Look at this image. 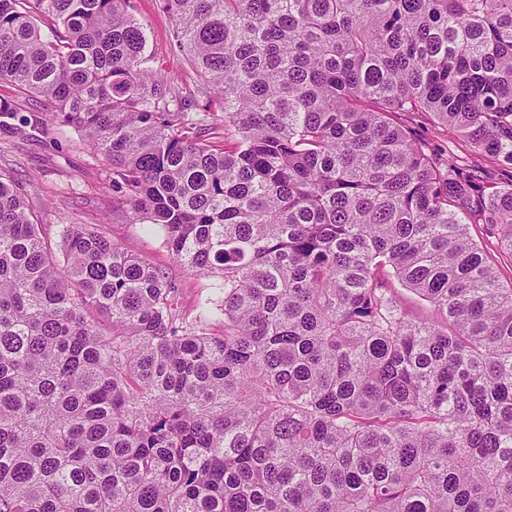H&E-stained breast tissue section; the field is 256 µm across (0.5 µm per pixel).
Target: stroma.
Instances as JSON below:
<instances>
[{"label":"stroma","mask_w":512,"mask_h":512,"mask_svg":"<svg viewBox=\"0 0 512 512\" xmlns=\"http://www.w3.org/2000/svg\"><path fill=\"white\" fill-rule=\"evenodd\" d=\"M131 13L143 27L145 54L152 66L173 78L179 105L188 115H208L210 137L223 142L224 106L208 93L204 79L174 43V21L162 0H131ZM392 120L460 172L480 166L496 181L512 175V169L476 157L467 141L449 127L434 123L428 114L401 112ZM0 171L14 177L51 241H58L61 225H96L125 250L168 273L175 286L176 309L186 320H194L200 303L212 296L211 279L174 262L160 235L146 233L143 225L128 223L113 208L112 191L104 185L108 167L101 156L84 145L73 127L58 121L46 134L0 132Z\"/></svg>","instance_id":"1"}]
</instances>
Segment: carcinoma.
Wrapping results in <instances>:
<instances>
[{
    "mask_svg": "<svg viewBox=\"0 0 512 512\" xmlns=\"http://www.w3.org/2000/svg\"><path fill=\"white\" fill-rule=\"evenodd\" d=\"M128 4L0 0V82L219 300L181 320L89 224L54 248L0 172V512H512V287L468 236L512 254V181L389 121L512 165V0H164L231 146L145 66ZM15 118L0 99V130L48 132ZM0 98H8L14 101L20 120L31 115L33 111H42L46 108L39 98L18 94L8 82L0 83ZM392 122L403 126L410 137L425 145L427 151L438 157L448 159L460 172L467 174L475 166H481L486 170L488 177L494 181L507 178L512 169L504 167L495 161L475 156L471 145L448 126L434 123L432 118L421 112H399L390 117ZM391 282L395 289L396 296L409 313L421 318H426L431 315L432 308L427 301L421 299L410 290L403 288L396 280H392Z\"/></svg>",
    "mask_w": 512,
    "mask_h": 512,
    "instance_id": "1",
    "label": "carcinoma"
}]
</instances>
